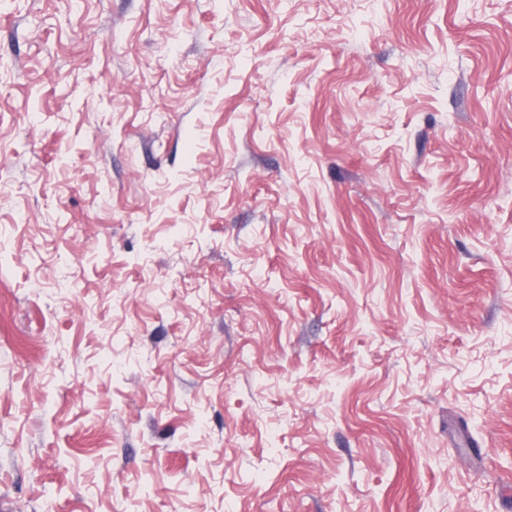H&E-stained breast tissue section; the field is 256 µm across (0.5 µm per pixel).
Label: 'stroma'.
Segmentation results:
<instances>
[{
    "label": "stroma",
    "instance_id": "stroma-1",
    "mask_svg": "<svg viewBox=\"0 0 512 512\" xmlns=\"http://www.w3.org/2000/svg\"><path fill=\"white\" fill-rule=\"evenodd\" d=\"M0 512H512V0H0Z\"/></svg>",
    "mask_w": 512,
    "mask_h": 512
}]
</instances>
